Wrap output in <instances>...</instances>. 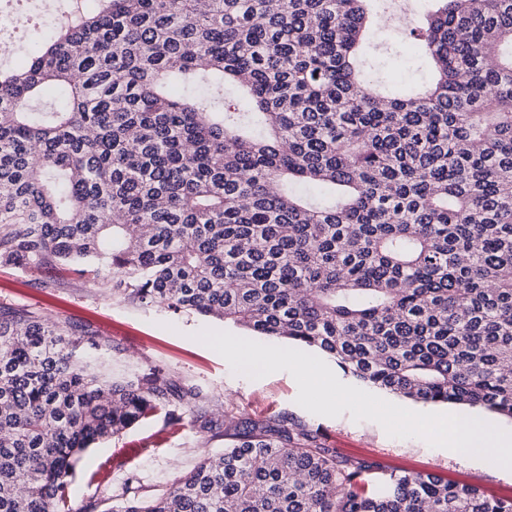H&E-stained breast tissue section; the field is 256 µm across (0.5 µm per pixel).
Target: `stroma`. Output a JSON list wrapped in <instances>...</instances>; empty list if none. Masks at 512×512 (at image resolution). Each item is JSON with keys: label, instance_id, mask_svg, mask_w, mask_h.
Segmentation results:
<instances>
[{"label": "stroma", "instance_id": "stroma-1", "mask_svg": "<svg viewBox=\"0 0 512 512\" xmlns=\"http://www.w3.org/2000/svg\"><path fill=\"white\" fill-rule=\"evenodd\" d=\"M0 306L87 330L109 348L113 366L167 374L177 385L213 397L232 425L284 419L320 433L340 457L365 463L371 475L431 472L490 496H512V472L489 461L420 438L391 437L378 423L354 421L347 411L337 417L310 413L297 404L298 385L289 372L256 380L234 373L220 354L194 338L204 328L223 329L222 320L163 305L143 307L104 293L74 272L25 264L0 266ZM223 451V439L207 440L190 424L173 426L164 416L152 417L82 454L69 486V507L107 512L125 498L162 495L175 477Z\"/></svg>", "mask_w": 512, "mask_h": 512}]
</instances>
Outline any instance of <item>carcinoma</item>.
<instances>
[{
    "label": "carcinoma",
    "mask_w": 512,
    "mask_h": 512,
    "mask_svg": "<svg viewBox=\"0 0 512 512\" xmlns=\"http://www.w3.org/2000/svg\"><path fill=\"white\" fill-rule=\"evenodd\" d=\"M63 2L0 70L1 264L72 267L512 419V0H429L410 35L436 79L387 95L362 48L392 0ZM187 396L224 453L108 512H512L430 473L374 480L294 425L232 434L166 375L2 307L0 512H69L87 449L181 423Z\"/></svg>",
    "instance_id": "1"
}]
</instances>
